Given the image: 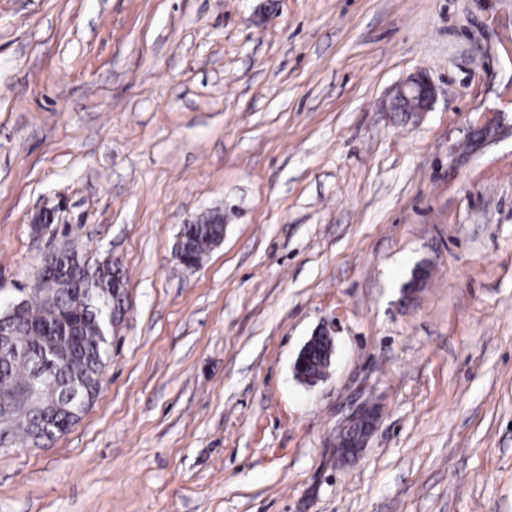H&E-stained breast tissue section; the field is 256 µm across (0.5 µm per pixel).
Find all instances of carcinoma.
Instances as JSON below:
<instances>
[{
    "label": "carcinoma",
    "mask_w": 512,
    "mask_h": 512,
    "mask_svg": "<svg viewBox=\"0 0 512 512\" xmlns=\"http://www.w3.org/2000/svg\"><path fill=\"white\" fill-rule=\"evenodd\" d=\"M222 224H184L181 227L178 251L196 264L209 253L208 238L221 235ZM64 264L77 277L100 272L110 275L112 265L90 267L81 262L74 249L64 252ZM69 290L52 309L42 299L28 303V322L15 328V343L26 350L24 354L0 353V404L16 407L22 404L18 388L25 386L37 374L45 376L54 385V391L45 393L30 415H23L2 426L8 441H27L33 426L41 418H51L61 425L76 423L81 407L63 400V394L76 387L82 394L97 393L104 362L108 356L109 337L100 329L103 325L94 304L72 291L76 284H67ZM63 348L71 360H49L43 353Z\"/></svg>",
    "instance_id": "cac0c4a2"
}]
</instances>
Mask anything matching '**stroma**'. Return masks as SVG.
<instances>
[{
	"label": "stroma",
	"instance_id": "obj_1",
	"mask_svg": "<svg viewBox=\"0 0 512 512\" xmlns=\"http://www.w3.org/2000/svg\"><path fill=\"white\" fill-rule=\"evenodd\" d=\"M69 242L124 313L0 512H512V0H0V302ZM436 99V88L424 74L418 73L396 84L387 100L388 112H428ZM222 224H183L179 234L178 253L188 257L195 264H201L209 253L208 238L222 235L224 232V216ZM331 332L327 329H321L320 331L314 333L307 342L303 345L302 349L300 350L295 362H294V372L298 376V378L302 379L305 382L308 383H315L318 380L325 377L327 373V369L329 368L331 364V356L333 354V341L331 337ZM322 340L327 341V346L324 351H321L322 357L325 360V367L322 369L321 373V367L323 366L321 364L320 358H314L313 362L308 366L307 372L310 376H316L320 374L317 377H309L305 374V369L308 363V359L312 356V353L314 351H318L317 345L322 342ZM307 379V380H306ZM379 414L365 405L355 408L344 420L336 434L332 446L336 447V457L347 461L360 455L373 435Z\"/></svg>",
	"mask_w": 512,
	"mask_h": 512
}]
</instances>
